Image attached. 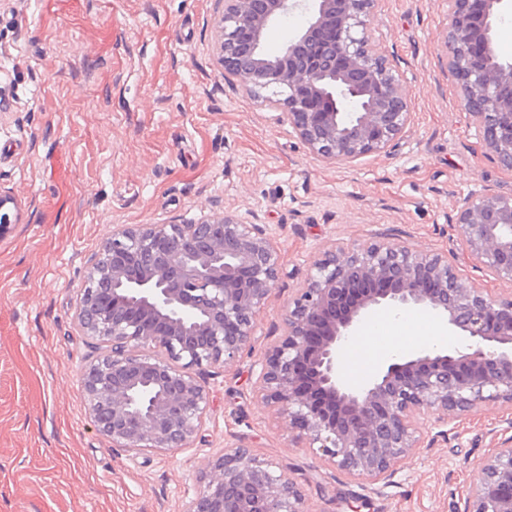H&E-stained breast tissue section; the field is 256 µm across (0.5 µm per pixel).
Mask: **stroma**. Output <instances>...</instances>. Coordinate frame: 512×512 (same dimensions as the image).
<instances>
[{"instance_id":"35a3bbf8","label":"stroma","mask_w":512,"mask_h":512,"mask_svg":"<svg viewBox=\"0 0 512 512\" xmlns=\"http://www.w3.org/2000/svg\"><path fill=\"white\" fill-rule=\"evenodd\" d=\"M220 0H0V512H184L211 456L245 443L296 481L311 512H465L475 470L512 438L489 403L419 423L388 483L368 487L324 461L254 393L249 362L208 381L192 447L131 455L92 422L80 381L98 351L73 322L88 259L116 224L190 223L214 207L258 215L283 275L257 319L282 333L289 300L335 242L388 239L472 267L454 223L466 195L512 194L468 124L441 61L448 0H378L374 45L411 98L390 153L334 165L312 154L272 105L217 62ZM403 353L434 347L439 318L389 325Z\"/></svg>"}]
</instances>
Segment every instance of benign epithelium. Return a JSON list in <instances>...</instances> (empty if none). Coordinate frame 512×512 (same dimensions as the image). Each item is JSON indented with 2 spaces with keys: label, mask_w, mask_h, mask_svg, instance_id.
Segmentation results:
<instances>
[{
  "label": "benign epithelium",
  "mask_w": 512,
  "mask_h": 512,
  "mask_svg": "<svg viewBox=\"0 0 512 512\" xmlns=\"http://www.w3.org/2000/svg\"><path fill=\"white\" fill-rule=\"evenodd\" d=\"M377 0H224L217 54L224 73L273 103L309 152L350 164L389 150L411 122V99L375 51ZM505 0H448L442 52L462 109L486 149L512 169V61L495 52ZM300 12L304 28L275 54V21ZM455 224L469 262L512 284V196L472 194ZM281 257L263 224L227 211L190 224H118L77 294L74 321L103 350L81 378L89 415L112 447H191L210 393L201 376L255 350L257 317ZM356 303L336 305L351 293ZM420 307L468 339L463 349L420 350L358 388L341 376L344 348L367 318ZM283 334L254 362V391L350 476L389 479L417 447L421 416L437 422L485 403L512 407V291L493 294L448 256L386 240L335 243L288 303ZM186 512H310L305 494L273 461L239 444L209 459ZM465 512H512V439L477 471Z\"/></svg>",
  "instance_id": "benign-epithelium-1"
}]
</instances>
